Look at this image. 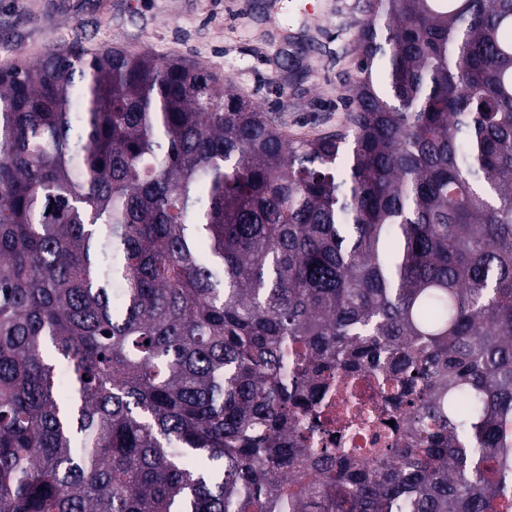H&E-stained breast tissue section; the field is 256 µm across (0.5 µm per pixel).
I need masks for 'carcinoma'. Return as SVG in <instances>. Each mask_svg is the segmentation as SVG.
Returning <instances> with one entry per match:
<instances>
[{
  "label": "carcinoma",
  "instance_id": "obj_1",
  "mask_svg": "<svg viewBox=\"0 0 512 512\" xmlns=\"http://www.w3.org/2000/svg\"><path fill=\"white\" fill-rule=\"evenodd\" d=\"M364 12L309 137L177 56L0 68V512H512V0ZM361 382L397 447H309Z\"/></svg>",
  "mask_w": 512,
  "mask_h": 512
}]
</instances>
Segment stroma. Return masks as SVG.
Instances as JSON below:
<instances>
[{
  "label": "stroma",
  "mask_w": 512,
  "mask_h": 512,
  "mask_svg": "<svg viewBox=\"0 0 512 512\" xmlns=\"http://www.w3.org/2000/svg\"><path fill=\"white\" fill-rule=\"evenodd\" d=\"M365 0H0V67L81 42L232 79L288 136L342 128Z\"/></svg>",
  "instance_id": "obj_1"
}]
</instances>
